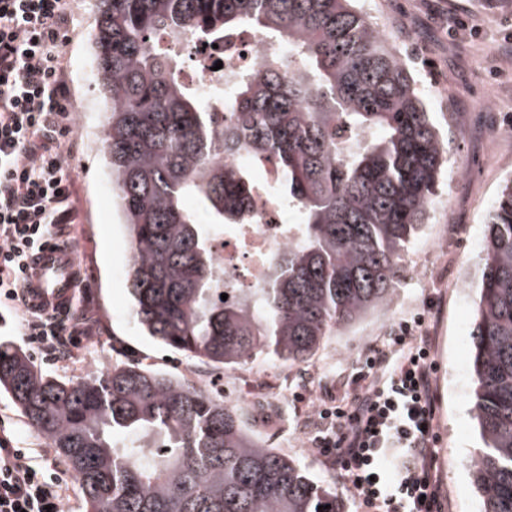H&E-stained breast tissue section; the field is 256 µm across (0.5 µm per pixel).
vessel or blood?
<instances>
[{"mask_svg": "<svg viewBox=\"0 0 512 512\" xmlns=\"http://www.w3.org/2000/svg\"><path fill=\"white\" fill-rule=\"evenodd\" d=\"M82 278L74 250L58 240L42 244L27 260L21 281L26 305L60 312L71 306Z\"/></svg>", "mask_w": 512, "mask_h": 512, "instance_id": "1", "label": "vessel or blood"}]
</instances>
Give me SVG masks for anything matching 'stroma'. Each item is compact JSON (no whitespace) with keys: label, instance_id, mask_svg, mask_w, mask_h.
Segmentation results:
<instances>
[{"label":"stroma","instance_id":"35a3bbf8","mask_svg":"<svg viewBox=\"0 0 512 512\" xmlns=\"http://www.w3.org/2000/svg\"><path fill=\"white\" fill-rule=\"evenodd\" d=\"M367 21L379 28L393 52L411 57L417 86L431 87L423 102L447 144V162L428 220L401 259L400 281L391 302L362 321L340 329L309 363L289 365L263 358L215 372L197 360L169 351L143 336L131 314L126 279V231L114 210L96 215V191L108 181L98 136L105 105L95 83L92 6L74 9V27L64 48L74 103H86L85 133L72 161L75 226L62 239L76 252L84 285L67 318L77 335L46 345L27 336L17 304H0V343L21 348L38 368L64 381L117 364L139 363L201 384L221 374L234 390V403L250 402L266 388L292 393L286 415L254 412L250 427L263 443L296 460L315 481L335 484L347 512L357 503L335 470L319 456L318 428L303 425L312 408L349 391V375L365 348L384 344L393 325L434 304L437 337L433 358L440 395L438 441L444 512H481V498L466 459L481 443L471 396L473 373L468 351L474 302L484 255V226L504 182L512 178V0H355ZM478 26L470 36L458 20ZM429 260L428 273L418 265ZM0 421L14 433V446L40 457L66 489L68 512H85L73 474L49 442L29 427L8 394L0 393Z\"/></svg>","mask_w":512,"mask_h":512}]
</instances>
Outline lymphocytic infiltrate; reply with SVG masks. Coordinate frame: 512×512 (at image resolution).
Listing matches in <instances>:
<instances>
[{
  "label": "lymphocytic infiltrate",
  "mask_w": 512,
  "mask_h": 512,
  "mask_svg": "<svg viewBox=\"0 0 512 512\" xmlns=\"http://www.w3.org/2000/svg\"><path fill=\"white\" fill-rule=\"evenodd\" d=\"M71 0H0V297L14 301L24 261L73 223V91L64 47ZM431 316L399 321L369 346L344 404L314 444L361 512H442L435 453L439 398ZM0 512H66L65 489L0 436Z\"/></svg>",
  "instance_id": "1"
}]
</instances>
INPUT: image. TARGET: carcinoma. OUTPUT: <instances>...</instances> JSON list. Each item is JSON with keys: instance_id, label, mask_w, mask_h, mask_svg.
I'll return each instance as SVG.
<instances>
[{"instance_id": "obj_1", "label": "carcinoma", "mask_w": 512, "mask_h": 512, "mask_svg": "<svg viewBox=\"0 0 512 512\" xmlns=\"http://www.w3.org/2000/svg\"><path fill=\"white\" fill-rule=\"evenodd\" d=\"M95 6L105 166L139 329L217 369L262 354L293 365L387 306L446 150L410 73L352 0ZM243 28L269 42L262 69L203 101L169 46L222 48ZM241 152L275 166L272 194L300 216L298 240L249 290L224 284L212 234L246 223L260 195L246 168L222 162ZM471 336L474 486L482 512H512V180L485 225ZM1 389L72 472L86 512H345L334 488L248 433L242 408L170 374L124 364L65 382L0 349Z\"/></svg>"}]
</instances>
